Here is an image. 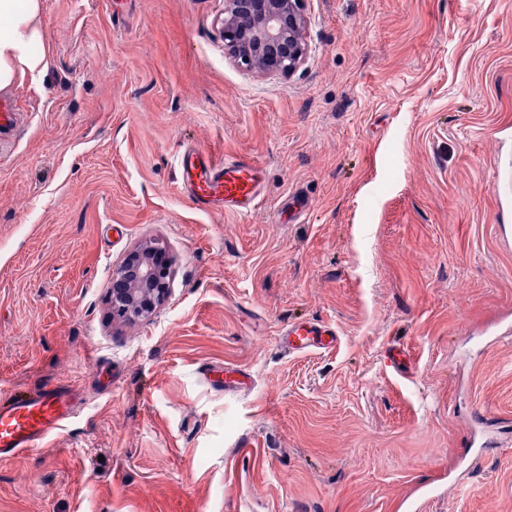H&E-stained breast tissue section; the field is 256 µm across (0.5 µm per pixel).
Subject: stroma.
Returning <instances> with one entry per match:
<instances>
[{"instance_id": "stroma-1", "label": "stroma", "mask_w": 512, "mask_h": 512, "mask_svg": "<svg viewBox=\"0 0 512 512\" xmlns=\"http://www.w3.org/2000/svg\"><path fill=\"white\" fill-rule=\"evenodd\" d=\"M4 94L0 383L83 407L0 461V512H512V0H307L259 76L224 0H40ZM188 147L263 171L198 210ZM146 238L147 319L111 315ZM335 327L290 355L293 321ZM161 244L135 246L112 272V316L133 323L151 316L171 292L172 271Z\"/></svg>"}]
</instances>
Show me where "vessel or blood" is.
I'll use <instances>...</instances> for the list:
<instances>
[{"label": "vessel or blood", "mask_w": 512, "mask_h": 512, "mask_svg": "<svg viewBox=\"0 0 512 512\" xmlns=\"http://www.w3.org/2000/svg\"><path fill=\"white\" fill-rule=\"evenodd\" d=\"M182 184L199 209L245 215L255 208L262 171L244 158L222 159L197 148L179 156ZM281 345L291 353L334 347L335 329L311 322H291L281 331ZM80 398L68 385L43 384L26 393L0 390V460L42 447L44 440L75 416Z\"/></svg>", "instance_id": "1"}]
</instances>
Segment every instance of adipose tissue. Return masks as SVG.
I'll use <instances>...</instances> for the list:
<instances>
[{
    "mask_svg": "<svg viewBox=\"0 0 512 512\" xmlns=\"http://www.w3.org/2000/svg\"><path fill=\"white\" fill-rule=\"evenodd\" d=\"M39 0H0V89L17 77L39 74L48 63L36 22Z\"/></svg>",
    "mask_w": 512,
    "mask_h": 512,
    "instance_id": "1",
    "label": "adipose tissue"
}]
</instances>
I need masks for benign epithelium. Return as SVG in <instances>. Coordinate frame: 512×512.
I'll return each mask as SVG.
<instances>
[{"mask_svg":"<svg viewBox=\"0 0 512 512\" xmlns=\"http://www.w3.org/2000/svg\"><path fill=\"white\" fill-rule=\"evenodd\" d=\"M306 0H224L225 46L258 75H286L304 62ZM161 244L135 246L112 272V316L133 323L151 316L171 292L172 271Z\"/></svg>","mask_w":512,"mask_h":512,"instance_id":"7a95c632","label":"benign epithelium"}]
</instances>
